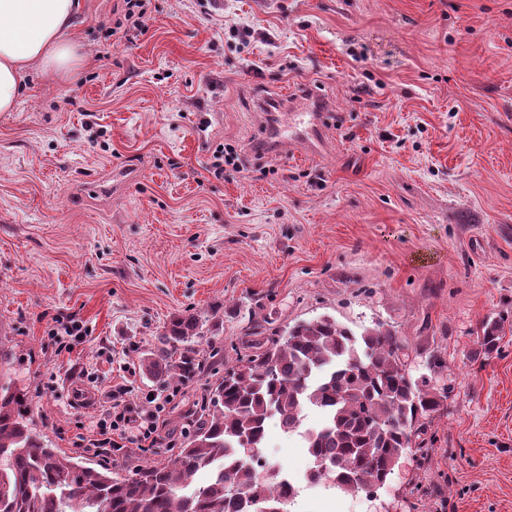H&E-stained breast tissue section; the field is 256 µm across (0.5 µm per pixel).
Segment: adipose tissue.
<instances>
[{"instance_id":"adipose-tissue-1","label":"adipose tissue","mask_w":512,"mask_h":512,"mask_svg":"<svg viewBox=\"0 0 512 512\" xmlns=\"http://www.w3.org/2000/svg\"><path fill=\"white\" fill-rule=\"evenodd\" d=\"M76 0H0V112L14 111L31 68L57 81L84 60L70 40Z\"/></svg>"}]
</instances>
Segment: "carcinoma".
Instances as JSON below:
<instances>
[{
    "mask_svg": "<svg viewBox=\"0 0 512 512\" xmlns=\"http://www.w3.org/2000/svg\"><path fill=\"white\" fill-rule=\"evenodd\" d=\"M503 321H482L478 354L499 351ZM221 326L214 314L171 318L141 357L143 373L161 387L194 379L202 369L194 343ZM249 348L224 368L174 458L128 476L79 461L34 434L27 395L1 373L0 512H289L285 498L294 489L277 486L276 465L256 468L253 449L265 447L267 419L278 418L291 434L310 407L325 416L320 429L303 433L310 482L329 480L350 493L380 488L392 462L420 447L454 391L434 393L426 376H414L409 348L383 324L356 332L322 315Z\"/></svg>",
    "mask_w": 512,
    "mask_h": 512,
    "instance_id": "cac0c4a2",
    "label": "carcinoma"
}]
</instances>
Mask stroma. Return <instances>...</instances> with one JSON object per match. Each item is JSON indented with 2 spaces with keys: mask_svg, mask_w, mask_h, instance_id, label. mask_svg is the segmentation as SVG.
Listing matches in <instances>:
<instances>
[{
  "mask_svg": "<svg viewBox=\"0 0 512 512\" xmlns=\"http://www.w3.org/2000/svg\"><path fill=\"white\" fill-rule=\"evenodd\" d=\"M144 3L127 32L122 0H78L86 65L31 69L0 112V371L35 432L83 456L113 392H157L140 358L175 315L224 325L160 440L97 456L112 472L175 455L250 322H382L414 374L440 351L454 391L375 494L304 487L292 512H512V0ZM304 90L333 111L326 150L253 164L266 100ZM227 144L250 164L214 176ZM71 316L87 333L57 351ZM499 316L502 351L478 359Z\"/></svg>",
  "mask_w": 512,
  "mask_h": 512,
  "instance_id": "35a3bbf8",
  "label": "stroma"
}]
</instances>
